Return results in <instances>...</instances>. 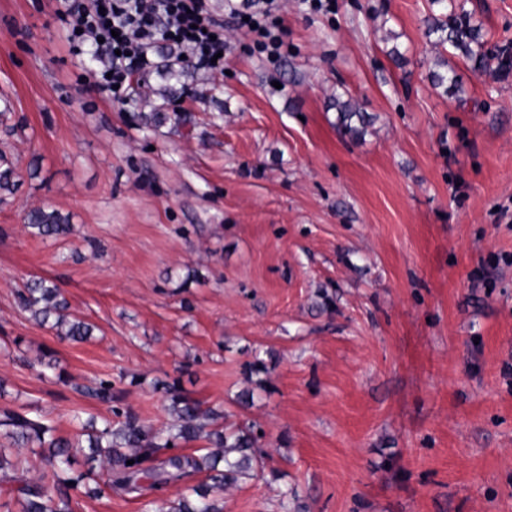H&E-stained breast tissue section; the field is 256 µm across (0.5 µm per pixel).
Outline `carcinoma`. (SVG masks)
Segmentation results:
<instances>
[{
  "label": "carcinoma",
  "instance_id": "obj_1",
  "mask_svg": "<svg viewBox=\"0 0 512 512\" xmlns=\"http://www.w3.org/2000/svg\"><path fill=\"white\" fill-rule=\"evenodd\" d=\"M431 6L435 11L425 19V34L436 36L435 45L441 52L472 62L477 71L512 72V52L490 54L484 50L482 26L473 22L462 0H431ZM438 65L447 70L430 73L433 86L464 95L465 89L443 55ZM187 73L184 59L164 62L160 66V75L166 81L163 93H184L182 79ZM335 106L337 128L353 139L361 138L367 114L339 96ZM27 226L43 238L69 231L65 219L45 207L29 211ZM18 296L22 308L36 322L45 324L54 319L53 327L59 335L73 342H85L93 335L94 325L69 313V303L53 281L34 277ZM163 389L172 422L163 429L147 430L135 414L119 407L121 398L112 382L101 380L94 387L84 388L87 396L111 406V416L102 419L101 426L91 427L84 440L79 435L73 440L58 435L56 426L39 414L1 409L0 436L13 448L32 449L43 463L42 479L33 482L0 447V472L13 471L10 481L16 487L9 494L20 505L19 512H72L74 492L98 496L106 487L117 493L140 495L200 474L203 480L178 498L148 501L147 512H224L227 489L267 473L278 477L276 469L268 468L271 455L255 449L260 438L255 425L219 427L216 420L220 414L202 408L178 382L167 383ZM196 440L207 443L206 453L187 454L179 448L182 442ZM129 460L133 464H127ZM98 467L103 469L100 474L96 473Z\"/></svg>",
  "mask_w": 512,
  "mask_h": 512
}]
</instances>
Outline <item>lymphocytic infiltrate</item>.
Instances as JSON below:
<instances>
[{"label": "lymphocytic infiltrate", "instance_id": "f902f5d3", "mask_svg": "<svg viewBox=\"0 0 512 512\" xmlns=\"http://www.w3.org/2000/svg\"><path fill=\"white\" fill-rule=\"evenodd\" d=\"M56 14L67 32L71 53L82 57L86 45L108 58L106 68L95 71L93 87L116 93L135 72L152 67L150 49L158 42L183 48L188 64L197 69L223 70L216 55L230 49L225 23L238 28L254 25L266 38L267 49L278 51L279 36L266 22L279 11V0H245L230 8L227 19L213 16L208 0H56Z\"/></svg>", "mask_w": 512, "mask_h": 512}]
</instances>
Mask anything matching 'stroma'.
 <instances>
[{"instance_id": "35a3bbf8", "label": "stroma", "mask_w": 512, "mask_h": 512, "mask_svg": "<svg viewBox=\"0 0 512 512\" xmlns=\"http://www.w3.org/2000/svg\"><path fill=\"white\" fill-rule=\"evenodd\" d=\"M335 2L283 0L282 58L238 29L224 73L144 104L79 84L56 0H0V408L72 438L108 416L83 392L104 379L158 429L155 384L175 380L274 452L280 478L225 512H279L290 487L309 512H512V74L453 57L466 94H444L430 0ZM466 8L486 49L512 47V0ZM339 93L371 118L361 139L336 127ZM40 206L70 234L33 235ZM34 276L92 338L20 307Z\"/></svg>"}]
</instances>
